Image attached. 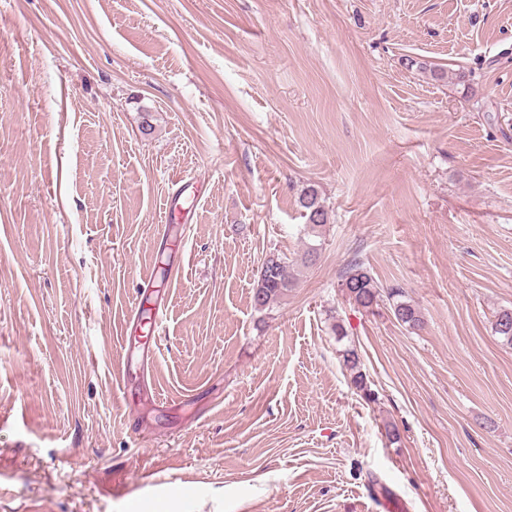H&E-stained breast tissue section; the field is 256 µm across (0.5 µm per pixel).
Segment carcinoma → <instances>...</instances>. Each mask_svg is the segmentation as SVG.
<instances>
[{
    "label": "carcinoma",
    "mask_w": 512,
    "mask_h": 512,
    "mask_svg": "<svg viewBox=\"0 0 512 512\" xmlns=\"http://www.w3.org/2000/svg\"><path fill=\"white\" fill-rule=\"evenodd\" d=\"M298 205L302 217L306 219L307 234H317L320 228L329 223L330 213L318 190L310 185L298 196ZM294 286L289 272L288 258L277 253H268L260 268L252 289L254 308L263 311L270 303L288 293ZM342 292L354 306L370 310L380 301L390 302V308L398 323L415 329L423 323L421 311L405 299V291L401 288H388L379 283L372 274L357 261L350 263L342 274ZM494 334L512 346V309H502L495 313L492 322ZM343 366L350 372V382L354 389L366 399H372L371 390L367 386V376L361 369L357 350L348 348L341 354Z\"/></svg>",
    "instance_id": "obj_1"
}]
</instances>
